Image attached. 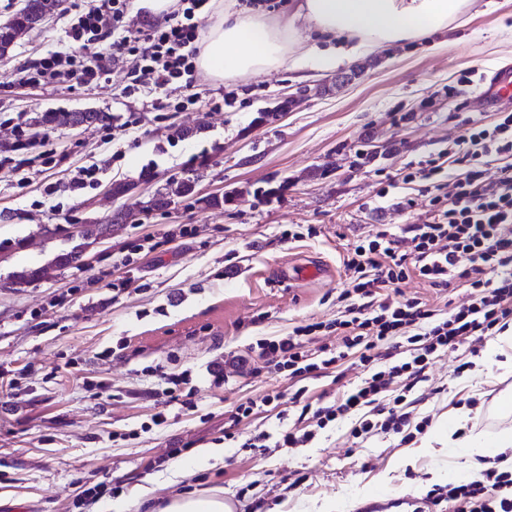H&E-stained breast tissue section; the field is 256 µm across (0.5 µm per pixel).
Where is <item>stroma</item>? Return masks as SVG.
<instances>
[{
  "label": "stroma",
  "instance_id": "35a3bbf8",
  "mask_svg": "<svg viewBox=\"0 0 512 512\" xmlns=\"http://www.w3.org/2000/svg\"><path fill=\"white\" fill-rule=\"evenodd\" d=\"M64 14L25 36L0 59V114L33 121L50 109H93L105 123L51 131L57 161L18 188L0 173V512H123L139 490L157 502L176 494L223 491L238 512H415L433 485L474 474L460 451L420 455L424 440L382 434L361 441L351 421L318 431L302 448H248L260 431L306 429L311 415L291 403L287 374H254L263 363L258 340L287 335L309 321H330L349 286L341 257L357 236L386 226L399 231L429 218L430 160L445 162L449 145L472 124L491 126L512 101L481 90L512 66V0H470L451 31L375 46L327 71L273 70L242 80V102L211 112L185 105L157 112L125 96L131 67L117 59L96 87H22L15 71L51 49H69ZM305 92L281 119L263 111L284 93ZM194 134L177 138L174 128ZM106 169L101 185L81 196H46L51 183L82 165ZM154 175L143 181L144 172ZM196 183L197 197L167 210L149 202L170 183ZM132 183L122 197L112 182ZM231 193L223 207L206 197ZM113 227L81 262L50 278L14 285L24 267L52 263L79 245L58 225ZM184 237H170L177 225ZM299 238L281 239L288 225ZM130 256V266L118 265ZM314 263L323 275L279 283L282 267ZM490 339L470 341L436 358L421 415L467 413L466 432L512 428L495 411L512 392V361L484 360ZM470 361L456 374L459 360ZM187 373V406L164 409V375ZM362 375L328 369L306 379L310 402L331 400ZM263 407L239 422L237 406L267 391ZM236 438H224L225 428ZM181 448L180 456L167 452ZM111 491L95 499L97 484Z\"/></svg>",
  "mask_w": 512,
  "mask_h": 512
}]
</instances>
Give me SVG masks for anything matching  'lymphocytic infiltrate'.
<instances>
[{
	"label": "lymphocytic infiltrate",
	"instance_id": "obj_1",
	"mask_svg": "<svg viewBox=\"0 0 512 512\" xmlns=\"http://www.w3.org/2000/svg\"><path fill=\"white\" fill-rule=\"evenodd\" d=\"M210 2L176 0L163 20L135 32L124 26L129 0H83L67 27L70 42L83 48V55L45 52L19 69L15 80L98 85L108 80L115 58L128 57L133 65L126 97H150L157 111L166 108L169 92L186 93L188 102L198 103V20L210 12ZM14 129L27 155L19 160L0 156V171L24 188L30 168L47 157L49 135L31 131L23 121ZM457 145L461 172L446 173L435 164L426 172L430 179L447 174L455 189L449 207L435 209L430 221L411 225L403 237L385 227L359 236L344 258L352 286L337 297L340 316L296 326L288 335L258 344L267 368L292 379H307L350 355L358 358L363 377L333 401L315 408L306 387L292 394L293 402L312 412L317 429L353 416V437L383 433L412 440L429 424L415 417V393L433 360L470 338L495 336L512 325V113L491 127L471 126ZM496 160L502 163L500 175L485 182V167ZM413 278L431 288L464 286L468 301L444 310L404 296L400 286ZM322 331L340 337L341 347L308 350V336ZM425 500L448 502L453 512H512V466L506 454H498L467 482L433 486Z\"/></svg>",
	"mask_w": 512,
	"mask_h": 512
}]
</instances>
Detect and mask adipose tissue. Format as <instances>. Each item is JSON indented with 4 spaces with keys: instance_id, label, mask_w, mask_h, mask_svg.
<instances>
[{
    "instance_id": "obj_1",
    "label": "adipose tissue",
    "mask_w": 512,
    "mask_h": 512,
    "mask_svg": "<svg viewBox=\"0 0 512 512\" xmlns=\"http://www.w3.org/2000/svg\"><path fill=\"white\" fill-rule=\"evenodd\" d=\"M468 0H299L292 15L270 19L235 7L217 6L203 33L199 65L217 79H243L286 66L331 69L374 46H390L447 30ZM320 46H312L311 38ZM461 415L442 416L433 442L445 448L462 446L484 456L494 448L512 447V429L456 440ZM222 492L173 497L156 507L143 493L129 512H234Z\"/></svg>"
}]
</instances>
